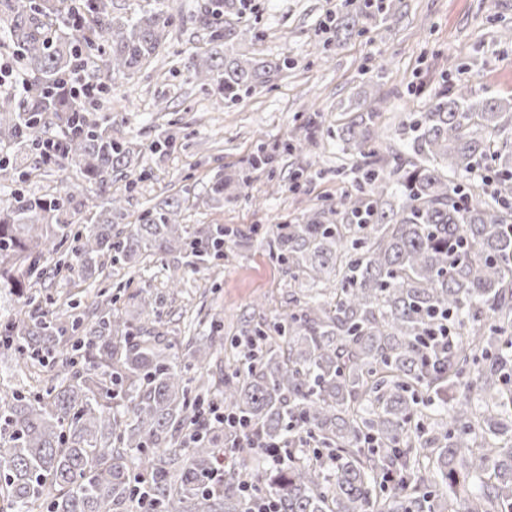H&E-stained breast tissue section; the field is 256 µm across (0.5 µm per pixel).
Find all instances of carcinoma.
<instances>
[{"label": "carcinoma", "instance_id": "1", "mask_svg": "<svg viewBox=\"0 0 512 512\" xmlns=\"http://www.w3.org/2000/svg\"><path fill=\"white\" fill-rule=\"evenodd\" d=\"M0 0V31L32 76L26 98L0 99V178L24 183L54 165L76 170L61 193L16 188L0 198V349L29 374L52 357L36 393L0 392V512H246L245 482L278 512H512V98L473 85L440 89L400 122L413 160H377L373 94L342 129L364 162L363 182L269 231L275 259L307 285L304 301L269 324L246 322L230 340L224 387L200 370L212 344L184 359L115 307L108 265L173 258L182 267L224 256L222 224L181 223L182 198L135 222L112 193L133 143L112 137L96 102L62 88L79 62L105 91L157 57L173 14L146 0L116 15L112 0ZM246 0H215L202 21L209 48L188 57L201 86L226 100L288 67L232 52ZM224 17V24L208 18ZM63 129L42 156L47 128ZM246 184L220 177L208 201ZM99 202L86 205V192ZM95 279L88 314L34 303L44 263ZM449 317L453 343L423 339ZM216 392L242 424L202 421L201 394ZM288 462L272 468L263 446Z\"/></svg>", "mask_w": 512, "mask_h": 512}]
</instances>
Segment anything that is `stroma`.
Here are the masks:
<instances>
[{
	"instance_id": "1",
	"label": "stroma",
	"mask_w": 512,
	"mask_h": 512,
	"mask_svg": "<svg viewBox=\"0 0 512 512\" xmlns=\"http://www.w3.org/2000/svg\"><path fill=\"white\" fill-rule=\"evenodd\" d=\"M208 0H175L168 42L158 56L131 78L112 87V133L141 146L113 192L136 188L125 207L138 216L166 196L184 197L182 221L223 224L248 231L302 215L341 192L354 191L363 179L357 158L337 132L352 118L348 103L363 97V69L381 70L378 90L387 99L379 119L388 130L381 154H406L397 124L425 110L428 93L442 80L467 81L479 92L512 94V0H383L396 7L393 21L378 25L360 19L352 37L336 42L331 27L337 15H357L363 0H250L235 43L238 53L266 60H287L267 86L236 102L201 87L184 67L190 53L208 47L209 33L196 20ZM316 116L317 144L309 154L290 155L285 143L309 116ZM176 131L168 148L153 149L158 127ZM274 157V177L253 172L249 160L258 148ZM248 175L238 199L223 206L202 202L218 175ZM113 281L128 283L117 306L125 318L150 328L162 344L187 354L186 339L205 335L197 312L207 306L224 320L207 374L222 386L226 371L225 338L238 335L262 304L266 320L284 316L299 291L285 267L269 254L262 236L248 245L224 246L223 258L183 270L181 291L171 295L161 261L115 266ZM161 298V317L142 313L134 292ZM62 310H85L93 292L69 273L48 276L39 291Z\"/></svg>"
}]
</instances>
